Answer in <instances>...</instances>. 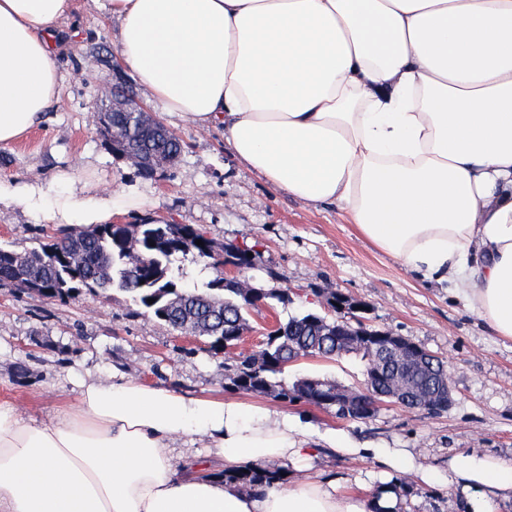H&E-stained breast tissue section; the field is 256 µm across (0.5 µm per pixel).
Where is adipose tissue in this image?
<instances>
[{
	"mask_svg": "<svg viewBox=\"0 0 512 512\" xmlns=\"http://www.w3.org/2000/svg\"><path fill=\"white\" fill-rule=\"evenodd\" d=\"M125 67L166 112L222 128L276 189L343 211L409 272L460 294L512 339V0H96ZM74 0H0V145L62 97L58 35ZM73 176L0 179V209L54 224H107L143 198ZM224 472L299 464L325 444L452 487L460 512L512 501V464L464 449L418 472L404 448H371L240 399L189 397L122 372L90 378L53 419L0 402V512H387L370 495L298 477L244 491Z\"/></svg>",
	"mask_w": 512,
	"mask_h": 512,
	"instance_id": "1",
	"label": "adipose tissue"
}]
</instances>
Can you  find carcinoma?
<instances>
[{
    "label": "carcinoma",
    "mask_w": 512,
    "mask_h": 512,
    "mask_svg": "<svg viewBox=\"0 0 512 512\" xmlns=\"http://www.w3.org/2000/svg\"><path fill=\"white\" fill-rule=\"evenodd\" d=\"M107 123L124 142L136 146L141 158L153 157L150 166L139 169L143 177L153 176L181 155L179 138L153 132L137 114L110 112ZM197 240L204 246L195 244ZM211 248L205 231L188 224H135L124 238L113 232L110 224L61 228L48 242L24 253L0 244V284L16 288L36 285L39 297L60 300L84 290L104 294L118 290L161 324L206 336L214 349L222 350L226 343L239 342L248 325L249 309L263 299L279 300L281 296L261 288L250 292L218 275L202 286L186 283L175 262L190 256L217 271L219 261L208 254ZM149 298L154 302H147ZM336 300L334 295L329 302L334 315L305 311L291 316L268 334L260 350L240 353L224 363L233 387L245 393H273L281 400L313 405L347 421L373 416L376 402L396 396L409 409L427 408L442 377L448 374L447 361L435 357L423 364L403 353L383 355L376 339L383 330L361 321L360 302L345 295L338 308ZM343 355L358 356L365 362L357 389L310 377H301L289 387L274 382L288 364L302 358ZM232 479L244 490L271 482L268 473L260 469L241 471Z\"/></svg>",
    "instance_id": "1"
}]
</instances>
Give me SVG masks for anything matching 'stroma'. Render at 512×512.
<instances>
[{
    "label": "stroma",
    "mask_w": 512,
    "mask_h": 512,
    "mask_svg": "<svg viewBox=\"0 0 512 512\" xmlns=\"http://www.w3.org/2000/svg\"><path fill=\"white\" fill-rule=\"evenodd\" d=\"M60 65L66 76L60 103L21 141L0 146V178L22 181L71 171L115 192L143 194L149 212L205 229L215 249L246 244L255 264L243 272L255 287L281 291L285 301L258 303L248 316L243 353L259 350L277 322L307 310L327 311L341 293L365 306L364 324L406 337L449 362L454 400L430 415L381 406L370 419L345 421L302 402L270 394L248 402L301 417L311 428H335L378 448H405L423 468L447 471L449 457L473 448L512 462V340L447 289L418 281L398 261L359 238L337 207L309 205L272 187L241 163L218 129L202 131L162 111L138 80L118 65V28L93 0H75ZM124 82L182 143L178 162L155 177L116 158L99 138L91 109L113 83ZM56 225L14 208L0 212V242L24 252L49 241ZM187 396L233 397L223 353L207 338L169 329L124 293L82 292L65 301L0 286V402L26 418L48 420L70 403L87 377L113 371ZM302 376L356 387L363 365L354 358H305L280 379ZM305 474L343 493L369 494L383 466L320 446L303 462ZM402 512H453L452 490L417 477L398 481Z\"/></svg>",
    "instance_id": "35a3bbf8"
}]
</instances>
